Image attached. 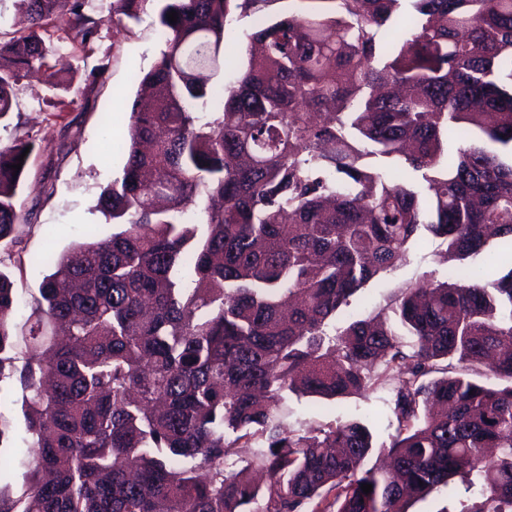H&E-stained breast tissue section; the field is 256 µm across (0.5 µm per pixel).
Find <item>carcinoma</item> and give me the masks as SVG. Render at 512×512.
Segmentation results:
<instances>
[{
  "label": "carcinoma",
  "mask_w": 512,
  "mask_h": 512,
  "mask_svg": "<svg viewBox=\"0 0 512 512\" xmlns=\"http://www.w3.org/2000/svg\"><path fill=\"white\" fill-rule=\"evenodd\" d=\"M150 2L112 0L107 21ZM163 2L137 75L151 103L96 204L112 235L48 254L21 323L0 271V381L18 375L26 434L15 447L0 413V512H409L440 489V512H512V266L345 314L425 233L450 260L512 261V0H309L259 19L246 68L211 86L196 71L220 72L232 12L258 0ZM85 5L14 0L28 25L0 31V122L34 71L76 103L61 47L94 40ZM28 146H0V247L19 242ZM379 385L387 442L287 426L289 394Z\"/></svg>",
  "instance_id": "1"
}]
</instances>
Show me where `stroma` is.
I'll list each match as a JSON object with an SVG mask.
<instances>
[{
  "label": "stroma",
  "instance_id": "35a3bbf8",
  "mask_svg": "<svg viewBox=\"0 0 512 512\" xmlns=\"http://www.w3.org/2000/svg\"><path fill=\"white\" fill-rule=\"evenodd\" d=\"M106 0H92L85 12L99 24L98 37L90 51L64 44L79 71L74 84L78 102L69 95L50 98L48 77L35 73L26 78L19 106L8 126H0V145L15 136L30 134L35 147L29 174L17 199L24 226L17 246L0 250V270L14 282L19 316H27L38 295L44 271L37 260L45 253H61L73 244L98 241L112 233L95 209L103 187L120 177L125 164L121 145L130 123V109L139 85L133 75L153 66L163 48L155 11L140 21L119 27L106 19ZM297 0H268L259 14H235L225 37L224 78L237 77L244 66L245 46L258 17L278 18L295 12ZM440 245L423 237L410 251L406 264L381 274L357 295L350 316L363 318L378 310L386 299L426 276L446 279L448 266L439 261ZM391 393L386 388L354 394L333 402L316 403L289 396L288 424L294 429L326 425L335 420L366 419L378 441L388 440L396 424L389 409Z\"/></svg>",
  "mask_w": 512,
  "mask_h": 512
}]
</instances>
